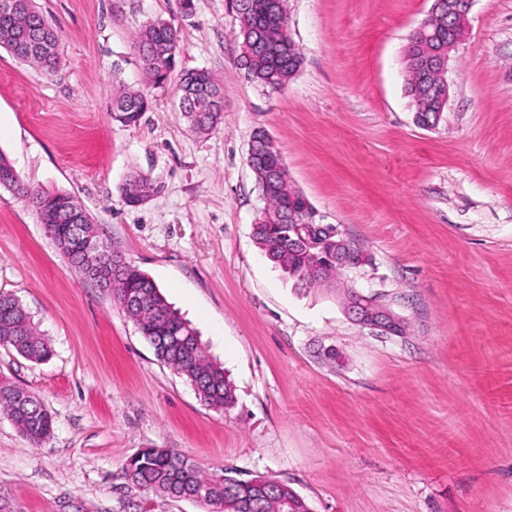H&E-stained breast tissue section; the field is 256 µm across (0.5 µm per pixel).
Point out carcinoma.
<instances>
[{"instance_id":"cac0c4a2","label":"carcinoma","mask_w":512,"mask_h":512,"mask_svg":"<svg viewBox=\"0 0 512 512\" xmlns=\"http://www.w3.org/2000/svg\"><path fill=\"white\" fill-rule=\"evenodd\" d=\"M26 8L18 17L6 20L0 17V47L17 60L36 66L47 74L55 72L60 60L58 54L24 55L20 44L35 45L47 40L59 41L56 31L37 11L34 0H23ZM269 0H235L232 12L238 21L237 38L242 49L245 76L262 86L278 90L294 76L301 64L299 49L288 31V16L276 20L268 12ZM424 31L411 32L406 49L407 93L415 108L416 123L424 128L438 123L439 103L430 87L431 75L424 62L431 50L456 35H462L465 26L448 29V8L443 6ZM144 81L149 86L164 83L175 68L179 51L177 32L164 21H153L144 26L134 38ZM179 92L191 128L207 133L223 118V91L207 70H186L182 73ZM148 98L141 92H124L112 98V111L125 113L124 121L134 123L149 108ZM277 152L263 131L255 132L251 144L249 165L255 181L266 201L253 233L258 247L267 259L293 281L294 287L305 290L324 285V280L313 274L318 260L288 237V225L280 214L288 208L297 188L282 169L271 179L266 173V158ZM161 182L149 175H131L125 189L128 205L137 206L146 198L161 191ZM6 190L23 198L44 224L46 235L58 251L69 256L75 268L87 279L98 277L87 272L80 246L70 237L68 217L75 199L68 193L49 192L19 180ZM108 271L112 282L105 283V291L136 324L139 333L152 347L156 358L177 370L195 390L199 399L217 412H227L237 403L235 388L224 374L222 366L210 359L202 346L198 332L162 296L154 282L135 266L124 261L106 242ZM171 330L182 336L179 345L167 344L163 336ZM0 347L11 349L32 362L45 361L51 355L46 340L36 331L30 313L12 295L0 292ZM0 413L6 415L16 429L35 444L50 439L52 418L39 398L30 393L21 397L20 389L12 382L0 379ZM131 488L152 492L172 499L193 496L208 507V512H305L307 504L293 495L286 484L264 483L252 487L244 479L226 474H204L184 455L166 448H147L130 460L125 471Z\"/></svg>"}]
</instances>
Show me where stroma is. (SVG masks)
Returning <instances> with one entry per match:
<instances>
[{"label": "stroma", "mask_w": 512, "mask_h": 512, "mask_svg": "<svg viewBox=\"0 0 512 512\" xmlns=\"http://www.w3.org/2000/svg\"><path fill=\"white\" fill-rule=\"evenodd\" d=\"M62 38L54 74L0 48V151L64 191L197 329L237 395L227 413L157 360L111 295L83 278L35 212L0 189V292L52 355L0 347V377L34 393L53 434L0 415V512H205L126 488L125 466L169 448L203 472L288 484L310 512H512V0H474L438 125H416L407 36L433 0H286L301 65L270 90L241 67L227 0H36ZM177 31L178 72L209 70L224 118L204 135L176 77L146 85L133 38ZM150 108L127 124L114 93ZM265 130L317 222L371 256L336 287L295 289L252 230L248 166ZM160 193L131 207V173ZM403 320L383 335L348 289Z\"/></svg>", "instance_id": "35a3bbf8"}]
</instances>
